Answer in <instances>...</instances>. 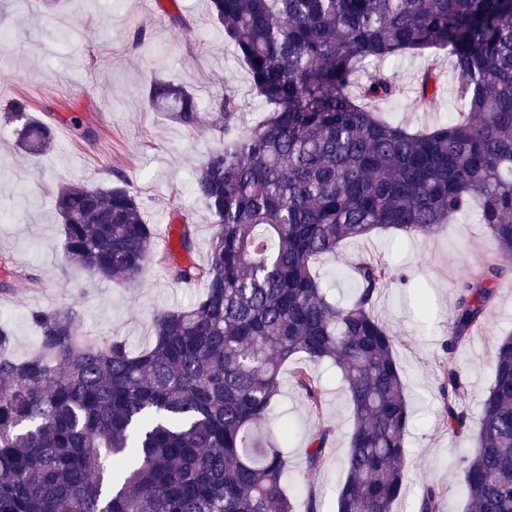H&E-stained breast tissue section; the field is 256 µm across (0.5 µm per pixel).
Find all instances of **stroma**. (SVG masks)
<instances>
[{
	"instance_id": "35a3bbf8",
	"label": "stroma",
	"mask_w": 512,
	"mask_h": 512,
	"mask_svg": "<svg viewBox=\"0 0 512 512\" xmlns=\"http://www.w3.org/2000/svg\"><path fill=\"white\" fill-rule=\"evenodd\" d=\"M183 25H175L173 16ZM9 42L0 49V106L28 100V117L51 126L53 143L39 155L15 148L16 123L0 115V256L36 275L37 284L17 281L18 293L0 297V324L15 338L13 352L37 350L30 321L35 309L71 308L88 334L116 336L142 349L153 342L152 316L164 307L185 306L201 293L198 285L168 279L164 268L148 261L136 282L99 281L73 271L62 251V232L53 202L58 184L108 183L128 179L155 226L174 219L195 227L197 261H205L214 226L204 203L191 191L206 154L224 140L208 124L187 128L172 113L148 106L150 81L164 77L190 87L202 115L217 98L232 93L240 104L238 126L259 125L268 108L254 91L248 69L209 14L208 0H0V32ZM378 62H370L374 73ZM404 93L387 103L393 117L422 126L447 119L455 103L451 61L446 52L405 55L383 65ZM437 77L434 111H421L410 92L419 76ZM78 114L82 128L60 129L58 116ZM494 250L476 213L458 217L427 236L380 232L342 246L315 265L331 296L348 301L353 280L342 272L361 254L385 260L394 277L382 290L376 313L396 338L395 354L415 412L406 435L404 491L395 512H415L426 484L439 490V512H464L466 488L462 458L468 440L455 438L444 421L438 395L437 362L448 339L456 302L455 287L473 277ZM512 332V279L501 281L484 327L457 354L468 382L463 404L478 416L493 380L499 339ZM325 405L314 412L291 385L283 382L279 410L293 427L285 443L289 481L297 491L298 512L315 495L320 512H336L343 465L353 427L352 409L335 365L314 364ZM334 430L331 448L319 469L307 470L305 448L319 424Z\"/></svg>"
}]
</instances>
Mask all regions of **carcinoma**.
<instances>
[{"label": "carcinoma", "instance_id": "obj_1", "mask_svg": "<svg viewBox=\"0 0 512 512\" xmlns=\"http://www.w3.org/2000/svg\"><path fill=\"white\" fill-rule=\"evenodd\" d=\"M269 106L248 133L226 94L211 153L192 183L215 220L209 255L194 258V225L167 252L173 281L203 283L187 307L159 309L153 344L139 352L117 337L86 338L70 308L34 310L38 352L11 354L0 325V512H295L288 455L255 437L275 420L282 366L299 357L342 372L354 424L337 512H394L403 491L410 423L395 337L375 313L392 277L359 257L356 291L331 299L315 261L379 231L426 235L475 208L495 251L456 287L440 358L438 394L457 436L469 430L458 350L485 324L499 282L512 271V0H210ZM446 51L463 119L413 130L381 113L395 77L366 64ZM359 85V94L351 87ZM430 75L415 87L434 107ZM150 107L188 128L201 113L188 87L164 78ZM22 122L17 146L39 154L50 130L23 122L27 101L5 105ZM67 263L101 279L137 280L157 257L155 234L124 178L57 186ZM0 293L38 279L3 262ZM311 409L323 392L305 365L290 373ZM333 430L311 435L305 466L318 469ZM463 457L467 512H512V334L494 351L492 385ZM417 512H438L428 484Z\"/></svg>", "mask_w": 512, "mask_h": 512}]
</instances>
